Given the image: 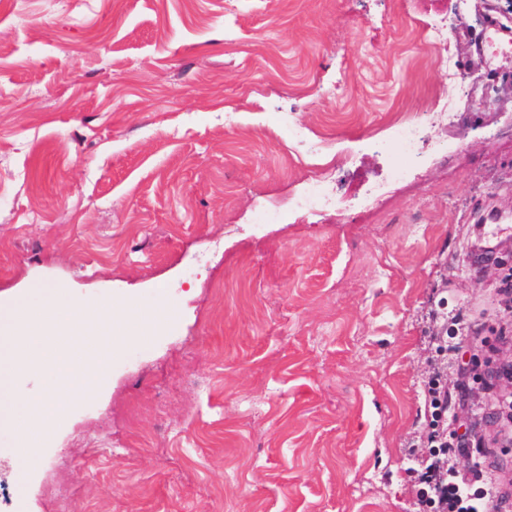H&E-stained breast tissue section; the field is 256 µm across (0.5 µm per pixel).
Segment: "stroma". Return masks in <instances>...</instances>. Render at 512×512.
I'll return each mask as SVG.
<instances>
[{"label": "stroma", "mask_w": 512, "mask_h": 512, "mask_svg": "<svg viewBox=\"0 0 512 512\" xmlns=\"http://www.w3.org/2000/svg\"><path fill=\"white\" fill-rule=\"evenodd\" d=\"M475 0H0V297L52 287L82 302L168 305L107 382L47 425L14 512H418L412 456L434 368L456 393L438 320L504 358L497 292L512 252V52L477 53ZM459 14L471 93L443 144L388 184L371 147L398 112L448 95L410 19ZM346 89L332 93L338 77ZM352 150L339 188L364 212L286 211L317 170L276 113ZM456 454L512 470V446Z\"/></svg>", "instance_id": "35a3bbf8"}]
</instances>
